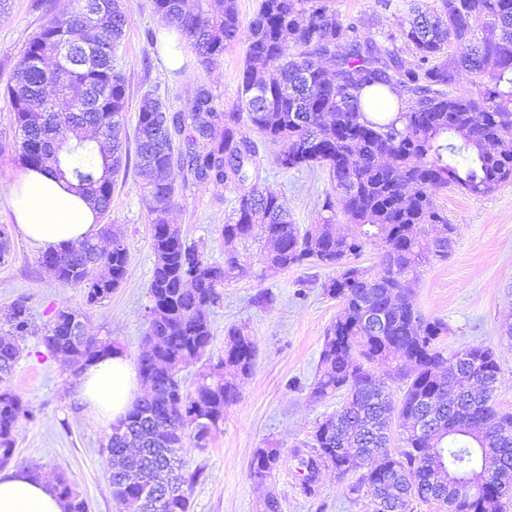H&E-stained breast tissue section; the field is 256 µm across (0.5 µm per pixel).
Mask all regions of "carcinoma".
<instances>
[{"label": "carcinoma", "instance_id": "cac0c4a2", "mask_svg": "<svg viewBox=\"0 0 512 512\" xmlns=\"http://www.w3.org/2000/svg\"><path fill=\"white\" fill-rule=\"evenodd\" d=\"M100 2L101 25L94 31L82 25L89 0L50 15L6 94L17 129L13 152L22 165L70 176L103 216L133 153L142 201L153 216L152 305L145 310L146 348L138 356L152 393L112 425L105 444L111 485L123 487L117 500L126 512H190V491L201 472L177 473L178 449L189 436L206 441L224 424V409L238 399L236 379L225 377L224 369L251 374L256 340L231 327L224 355L200 366L193 388L184 387L178 372L201 361L211 345L210 315L224 283L247 273L238 246L260 239L270 243L261 255L269 268H336L321 288L340 311L327 330L311 396L340 395L342 404L303 443L309 453H296L303 492L312 493L321 468L331 467L340 478L361 473L349 495H370L375 512H412L415 501L445 502L448 512H504L512 499V412L494 403L497 354L473 345L462 357L445 355L441 340L448 324L423 317L402 280L450 255L456 226L435 203L434 189L453 184L483 196L512 180V0H440L433 14L411 7L412 18L399 23L398 34L379 39L344 22L334 0H261L245 29L236 0H196L193 8L185 0H151L205 67L245 38L238 107L255 133L278 146L277 168H320L332 187L324 214L303 231L289 220L278 193L262 184L258 146L238 129L241 113L217 112L206 88L197 89L188 112H172L159 98L142 100L133 135H127L125 78L115 65L127 19L120 0ZM399 39L412 49L414 62L404 60ZM63 40L93 47L91 65L46 67ZM463 72L470 88L458 90ZM51 86L72 90L76 101L100 87L108 100L100 108L62 112L47 92ZM368 86L408 96L397 119L367 117L359 95ZM181 135L184 150L175 148ZM175 165L191 177L185 189L251 183L220 230L222 264L208 262L205 248L166 219L177 196ZM339 212L350 224L345 234L336 232ZM99 237L108 247L86 241L40 256L58 282L84 288L89 305L109 298L129 272L124 238L110 231ZM376 239L384 244L380 271L347 263ZM85 318L84 311L63 307L41 336L46 350L73 366L76 376L113 348L86 332ZM29 333V309L19 300L9 329L0 333V383L12 376L19 338ZM396 359L397 399L375 370ZM33 418L18 393L0 389L1 464L12 458L18 426ZM395 419L397 454L389 449ZM419 426L426 432H417ZM482 456L494 497L483 490L461 496L440 476L444 464L466 481ZM279 460V449H257L250 477L265 482ZM144 481L174 485L154 511L141 496ZM56 485L68 512H85V500L65 473Z\"/></svg>", "mask_w": 512, "mask_h": 512}]
</instances>
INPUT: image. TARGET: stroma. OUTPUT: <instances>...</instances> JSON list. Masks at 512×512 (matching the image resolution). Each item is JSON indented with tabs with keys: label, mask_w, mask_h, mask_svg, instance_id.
<instances>
[{
	"label": "stroma",
	"mask_w": 512,
	"mask_h": 512,
	"mask_svg": "<svg viewBox=\"0 0 512 512\" xmlns=\"http://www.w3.org/2000/svg\"><path fill=\"white\" fill-rule=\"evenodd\" d=\"M122 3L127 25L118 56L129 96L127 128H134L147 93L175 112L190 110L200 86L210 90L217 111L236 104L244 42L227 48L207 69L191 51H183L177 69L170 70L161 63L170 46L149 0ZM66 7L65 0H11L10 9L0 12V226L7 228L13 248L9 262L0 264V329L7 328L11 307L19 300L26 302L36 329L35 335L22 339V359L7 381L35 413L19 426L10 463L32 465L52 477L66 473L89 512H122L112 494L104 449L110 427L94 421L74 399L76 377L46 351L38 332L57 309L81 308L94 336L112 341L129 360H136L147 329L144 314L154 265L151 217L138 178L131 168L119 175L106 217L126 240L130 273L110 298L95 306L86 305L83 288L61 285L40 266V253L18 234L8 201L9 187L24 167L12 151L17 131L3 90L47 10ZM335 7L344 20L374 35L396 29L405 17L385 8L382 0H335ZM275 152L274 145L259 146L262 179L278 192L294 224L306 227L316 220L330 188L327 175L319 169L282 172L273 163ZM185 177V170L173 168L175 185L182 188ZM242 191L238 184L182 188L167 218L188 241L204 244L210 260L222 261L218 230ZM435 199L457 227L452 253L424 267L407 286L424 317L447 322L449 349L482 344L496 351V402L512 410V344L502 339L500 330L502 322L512 321V183L479 197L451 185L438 190ZM259 250L255 242L241 247L249 272L225 283L223 299L211 314L214 339L208 357L223 355L224 333L234 325L254 336L258 351L252 373L240 379L239 397L225 410L224 423L207 447H196L189 437L179 452L186 471L202 472L192 489L191 512H262L270 493L278 496L282 512H372L369 496L349 498L347 480L330 468L321 470L314 493L305 494L294 455L316 424L340 406L339 398L317 401L310 396L324 336L340 310L320 287L332 271L311 266L265 271L258 262ZM270 444L279 448L281 458L259 484L250 476V461L256 449Z\"/></svg>",
	"instance_id": "35a3bbf8"
}]
</instances>
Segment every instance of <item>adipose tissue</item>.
<instances>
[{
    "mask_svg": "<svg viewBox=\"0 0 512 512\" xmlns=\"http://www.w3.org/2000/svg\"><path fill=\"white\" fill-rule=\"evenodd\" d=\"M22 238L41 251L77 248L98 231L89 201L45 171L25 170L9 190ZM135 368L121 351L99 358L81 374L76 398L102 422H118L143 394ZM53 480L29 466L0 471V512H66Z\"/></svg>",
    "mask_w": 512,
    "mask_h": 512,
    "instance_id": "ef3b65f1",
    "label": "adipose tissue"
}]
</instances>
